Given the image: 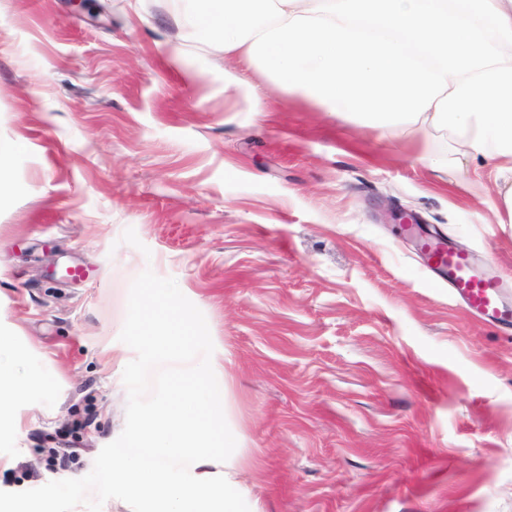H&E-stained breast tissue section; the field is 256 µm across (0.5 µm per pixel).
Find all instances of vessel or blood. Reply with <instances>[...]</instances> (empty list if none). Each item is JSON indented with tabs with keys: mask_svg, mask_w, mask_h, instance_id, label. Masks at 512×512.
<instances>
[{
	"mask_svg": "<svg viewBox=\"0 0 512 512\" xmlns=\"http://www.w3.org/2000/svg\"><path fill=\"white\" fill-rule=\"evenodd\" d=\"M421 250L428 267L446 277L451 294L467 308L489 321L512 323V306L505 299L503 286L485 278L471 256L455 251L440 238L426 240Z\"/></svg>",
	"mask_w": 512,
	"mask_h": 512,
	"instance_id": "b4317fda",
	"label": "vessel or blood"
}]
</instances>
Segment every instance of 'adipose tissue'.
Wrapping results in <instances>:
<instances>
[{
	"label": "adipose tissue",
	"mask_w": 512,
	"mask_h": 512,
	"mask_svg": "<svg viewBox=\"0 0 512 512\" xmlns=\"http://www.w3.org/2000/svg\"><path fill=\"white\" fill-rule=\"evenodd\" d=\"M187 1L216 50L283 90L385 136L423 131L433 170L491 161L512 216V0H168Z\"/></svg>",
	"instance_id": "adipose-tissue-1"
}]
</instances>
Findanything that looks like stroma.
<instances>
[{"label": "stroma", "instance_id": "obj_1", "mask_svg": "<svg viewBox=\"0 0 512 512\" xmlns=\"http://www.w3.org/2000/svg\"><path fill=\"white\" fill-rule=\"evenodd\" d=\"M107 5L0 0V140L20 144L0 162V355L29 381L0 417V491L83 477L120 435L119 334L149 269L206 318L237 440L235 468H208L250 512H512V329L451 300L383 214L512 285L492 163H467L474 196L422 133L321 111L166 0Z\"/></svg>", "mask_w": 512, "mask_h": 512}]
</instances>
